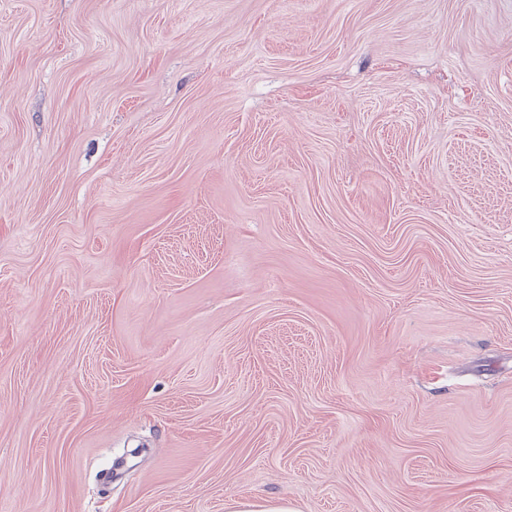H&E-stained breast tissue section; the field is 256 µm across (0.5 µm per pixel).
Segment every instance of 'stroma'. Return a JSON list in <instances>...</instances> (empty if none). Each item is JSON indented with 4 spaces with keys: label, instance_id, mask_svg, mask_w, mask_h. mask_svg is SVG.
Masks as SVG:
<instances>
[{
    "label": "stroma",
    "instance_id": "stroma-1",
    "mask_svg": "<svg viewBox=\"0 0 512 512\" xmlns=\"http://www.w3.org/2000/svg\"><path fill=\"white\" fill-rule=\"evenodd\" d=\"M512 512V0H0V512ZM231 512H295L288 502L279 499L262 501H236L231 505Z\"/></svg>",
    "mask_w": 512,
    "mask_h": 512
}]
</instances>
